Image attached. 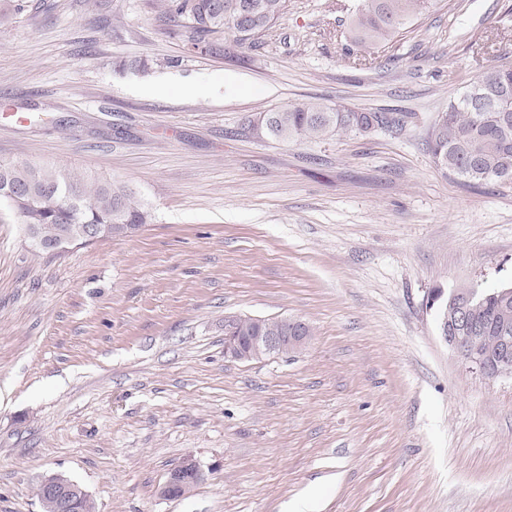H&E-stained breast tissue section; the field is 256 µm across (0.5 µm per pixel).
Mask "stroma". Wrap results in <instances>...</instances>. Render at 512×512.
<instances>
[{"label": "stroma", "mask_w": 512, "mask_h": 512, "mask_svg": "<svg viewBox=\"0 0 512 512\" xmlns=\"http://www.w3.org/2000/svg\"><path fill=\"white\" fill-rule=\"evenodd\" d=\"M356 5L288 0L223 58L166 34L159 0L0 19V162L125 182L152 215L57 255L0 223V512H42L51 475L97 512H512V378L460 362L426 308L512 281V184L464 185L428 147L488 56L512 62V0H435L371 66L342 35ZM297 99L405 125L249 132ZM239 315L313 338L234 360ZM185 460L205 480L163 497Z\"/></svg>", "instance_id": "stroma-1"}]
</instances>
